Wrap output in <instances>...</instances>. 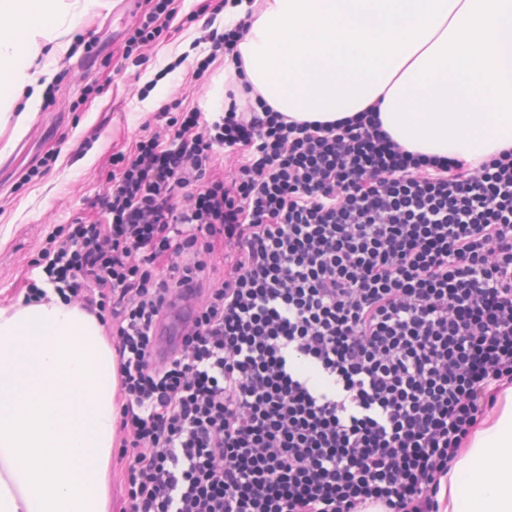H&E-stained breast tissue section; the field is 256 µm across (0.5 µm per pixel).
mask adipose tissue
I'll return each mask as SVG.
<instances>
[{"instance_id": "ef3b65f1", "label": "adipose tissue", "mask_w": 512, "mask_h": 512, "mask_svg": "<svg viewBox=\"0 0 512 512\" xmlns=\"http://www.w3.org/2000/svg\"><path fill=\"white\" fill-rule=\"evenodd\" d=\"M68 0H0V117L29 78L36 31L64 32ZM245 24L225 76L245 72L298 121L380 103L403 148L477 167L512 149V0H238ZM116 367L91 314L49 294L0 308V512H107ZM447 512H512V409L476 436L448 474Z\"/></svg>"}]
</instances>
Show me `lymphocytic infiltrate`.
<instances>
[{
	"instance_id": "obj_1",
	"label": "lymphocytic infiltrate",
	"mask_w": 512,
	"mask_h": 512,
	"mask_svg": "<svg viewBox=\"0 0 512 512\" xmlns=\"http://www.w3.org/2000/svg\"><path fill=\"white\" fill-rule=\"evenodd\" d=\"M179 10L152 0L127 52ZM113 164L26 297L51 286L110 336L124 512H442L512 388V151L472 169L402 149L377 107L297 122L255 92L173 113ZM186 309H187L186 305L178 306L175 309H173L168 329L164 330V332L162 334L163 341H160L154 350V358L157 361L165 360L170 355L172 349L166 343L167 336L173 334L175 326L178 330H181L183 324L180 323V319L185 315Z\"/></svg>"
}]
</instances>
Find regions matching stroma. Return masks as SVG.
I'll return each mask as SVG.
<instances>
[{
  "label": "stroma",
  "instance_id": "obj_1",
  "mask_svg": "<svg viewBox=\"0 0 512 512\" xmlns=\"http://www.w3.org/2000/svg\"><path fill=\"white\" fill-rule=\"evenodd\" d=\"M140 11L135 0H92L71 18L68 46L43 33L36 37L30 73L44 85L40 105L22 127L0 124V158L36 127L43 134L34 157L55 152L59 158L30 180L21 171L0 173V308L22 300L42 239L54 226L88 214L89 199L106 186L113 154L131 148L163 104L216 109L224 60L216 58L201 76L196 64L213 50L209 34L223 32V13L184 0L163 41L142 59L121 61L125 34Z\"/></svg>",
  "mask_w": 512,
  "mask_h": 512
}]
</instances>
